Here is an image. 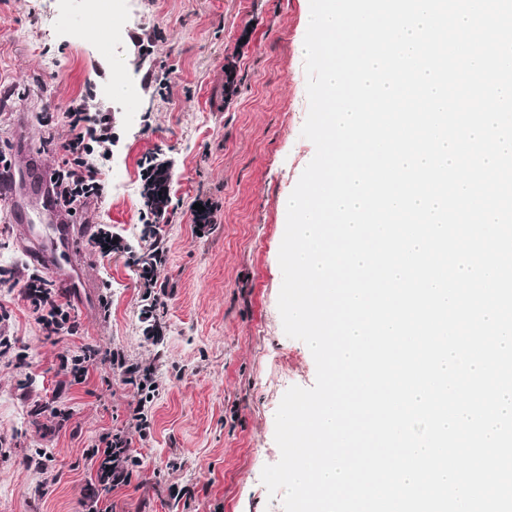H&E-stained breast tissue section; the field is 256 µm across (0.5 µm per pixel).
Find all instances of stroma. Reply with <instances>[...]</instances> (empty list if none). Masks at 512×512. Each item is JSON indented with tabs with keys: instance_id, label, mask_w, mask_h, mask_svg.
<instances>
[{
	"instance_id": "35a3bbf8",
	"label": "stroma",
	"mask_w": 512,
	"mask_h": 512,
	"mask_svg": "<svg viewBox=\"0 0 512 512\" xmlns=\"http://www.w3.org/2000/svg\"><path fill=\"white\" fill-rule=\"evenodd\" d=\"M139 3L137 18L114 22L87 18L85 0H0V151L15 167H57L40 144L49 132L70 139L71 99L109 111L112 154L98 163L107 189L72 221L136 247L148 158L172 174L165 261L152 287L127 254L77 240L75 280L89 288L71 310V336L46 335L18 298L15 279L35 267L0 200V339L11 343L0 356V512H87L99 466L87 450L105 433L126 439L141 464L100 488L102 510L283 512L261 482L280 458L275 413L288 388L316 378L311 352L285 335L277 307L281 201L315 153L301 135L309 0ZM230 68L240 87L228 98ZM117 80L124 95L112 93ZM46 108L55 114L49 132L39 119ZM116 175L125 190L111 189ZM197 203L209 207V223H196ZM149 294L161 304L153 331L140 317ZM87 345L152 366V386L101 362L72 382L61 358ZM38 455L44 469L28 467Z\"/></svg>"
}]
</instances>
